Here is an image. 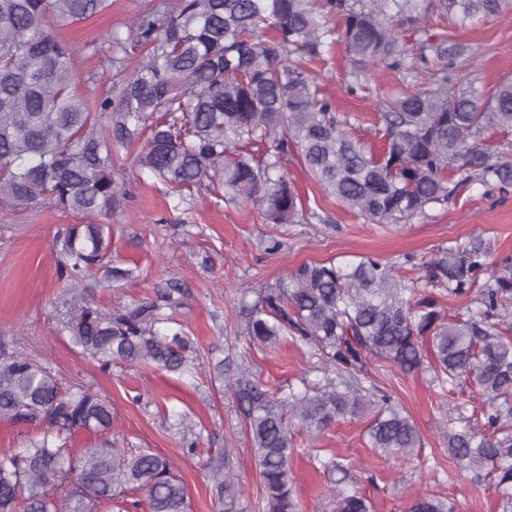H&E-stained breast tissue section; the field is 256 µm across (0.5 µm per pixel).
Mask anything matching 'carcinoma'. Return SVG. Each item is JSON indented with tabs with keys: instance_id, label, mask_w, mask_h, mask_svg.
I'll list each match as a JSON object with an SVG mask.
<instances>
[{
	"instance_id": "1",
	"label": "carcinoma",
	"mask_w": 512,
	"mask_h": 512,
	"mask_svg": "<svg viewBox=\"0 0 512 512\" xmlns=\"http://www.w3.org/2000/svg\"><path fill=\"white\" fill-rule=\"evenodd\" d=\"M177 0L141 12L129 33L109 32L95 48L109 63L108 88L90 100L75 82L76 50L56 29L106 10L109 0H0V206L12 211L46 202L85 218L64 224L53 242L59 279L67 288L58 334L69 337L103 368L115 361L192 374L198 353L185 331L167 329L178 305L172 284L129 306L106 310L90 297L89 277L110 266V215L125 195L114 177L115 151L151 137L137 157L148 172L177 191L222 187L229 202L253 203L270 224L322 221L305 213L285 175L272 176L293 153L324 192L375 224H393L448 203L479 181L512 191V161L486 136L512 131V82L484 100L463 72L465 47L421 25L419 0ZM504 0H434L443 16L467 21L501 12ZM341 19L336 32L330 17ZM417 39L407 45L398 29ZM339 36L349 52L347 89L363 88L371 66L404 73L403 87L377 97L386 147L374 155L347 130L321 96L315 78L291 61H314ZM133 54L138 67L127 70ZM481 235L456 242L421 263L406 282L396 265L364 256L345 265L304 263L275 286L262 288L248 310L246 333L257 346L286 336L325 356L320 383L295 393L272 392L238 365L224 378L242 411L260 469L258 512H299L290 477L295 452L290 420L312 437L340 418L373 409L370 447L402 457L422 447L411 417L391 394L361 378L377 359L411 372L432 354L436 379H469L487 397L480 427L448 420V456L462 468L495 472L503 512H512V340L499 324L512 317V261H491ZM450 296L477 292L478 307L445 320L428 285ZM32 425L40 438L0 451V512H131L141 491L148 512H189L185 484L171 461L148 448L103 440L74 453L78 430L112 429L111 401L89 387L60 386L53 369L28 354L0 350V420ZM461 428H456V424ZM342 473L336 512H370L351 468ZM216 512H237L242 488L231 449L215 465ZM409 512H454L434 496L416 497Z\"/></svg>"
}]
</instances>
